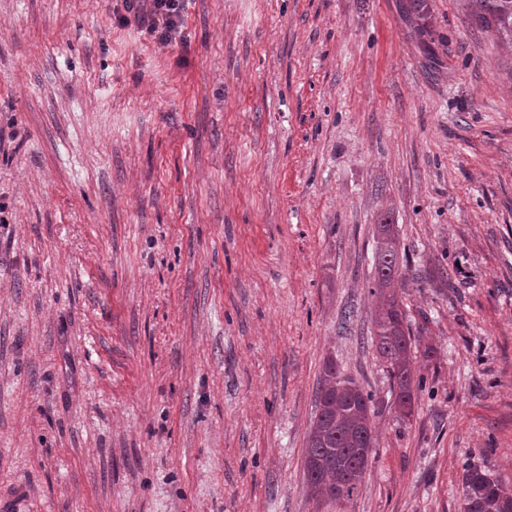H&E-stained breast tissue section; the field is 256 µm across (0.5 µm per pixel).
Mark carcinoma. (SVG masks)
Masks as SVG:
<instances>
[{"label": "carcinoma", "instance_id": "cac0c4a2", "mask_svg": "<svg viewBox=\"0 0 512 512\" xmlns=\"http://www.w3.org/2000/svg\"><path fill=\"white\" fill-rule=\"evenodd\" d=\"M471 16L494 24L500 35L512 39V0H468ZM381 239L374 284L379 299L373 341L397 389L399 412L412 414L414 374L411 332L404 321L395 277L398 268L396 239L387 218L379 224ZM318 413L308 435L304 474L315 498H351L362 485L373 448L372 397L354 379L342 376L332 361L325 363L316 392ZM463 512H512V489L477 468L467 469L462 480Z\"/></svg>", "mask_w": 512, "mask_h": 512}]
</instances>
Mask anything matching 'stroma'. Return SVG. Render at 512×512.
Instances as JSON below:
<instances>
[{
	"label": "stroma",
	"instance_id": "35a3bbf8",
	"mask_svg": "<svg viewBox=\"0 0 512 512\" xmlns=\"http://www.w3.org/2000/svg\"><path fill=\"white\" fill-rule=\"evenodd\" d=\"M0 0V512H461L512 488V46L429 0ZM410 417L371 341L380 217ZM373 397L314 499L326 361ZM187 2L188 0H113L112 15L118 26H127L133 21L153 36L158 45L165 47L177 39L182 40ZM461 508L463 512H512V489L471 467L463 475Z\"/></svg>",
	"mask_w": 512,
	"mask_h": 512
}]
</instances>
